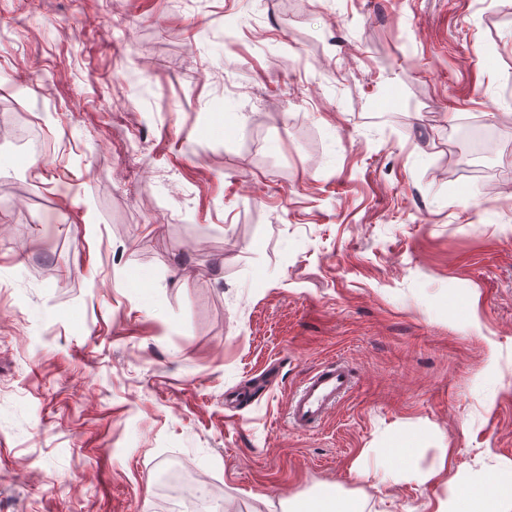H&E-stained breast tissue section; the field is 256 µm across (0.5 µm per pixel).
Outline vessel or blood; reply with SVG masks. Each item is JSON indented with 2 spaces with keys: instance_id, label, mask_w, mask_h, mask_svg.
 Instances as JSON below:
<instances>
[{
  "instance_id": "obj_1",
  "label": "vessel or blood",
  "mask_w": 512,
  "mask_h": 512,
  "mask_svg": "<svg viewBox=\"0 0 512 512\" xmlns=\"http://www.w3.org/2000/svg\"><path fill=\"white\" fill-rule=\"evenodd\" d=\"M355 376L339 362H330L309 376L302 389L289 401L288 418L301 431L320 425L352 390Z\"/></svg>"
}]
</instances>
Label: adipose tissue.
<instances>
[{"label": "adipose tissue", "instance_id": "ef3b65f1", "mask_svg": "<svg viewBox=\"0 0 512 512\" xmlns=\"http://www.w3.org/2000/svg\"><path fill=\"white\" fill-rule=\"evenodd\" d=\"M419 484L448 487L446 495L429 504L430 512H512V463L501 470L494 487H487L478 474L461 479L448 474L447 458L428 471L414 475Z\"/></svg>", "mask_w": 512, "mask_h": 512}]
</instances>
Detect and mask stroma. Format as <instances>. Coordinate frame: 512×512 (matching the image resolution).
Returning a JSON list of instances; mask_svg holds the SVG:
<instances>
[{
  "instance_id": "stroma-1",
  "label": "stroma",
  "mask_w": 512,
  "mask_h": 512,
  "mask_svg": "<svg viewBox=\"0 0 512 512\" xmlns=\"http://www.w3.org/2000/svg\"><path fill=\"white\" fill-rule=\"evenodd\" d=\"M9 101L47 149L0 124V512H168L175 465L428 512L350 463L512 462V0H0ZM354 384L355 376L348 366L335 361L327 363L309 376L290 399L289 422L300 431L320 425Z\"/></svg>"
}]
</instances>
